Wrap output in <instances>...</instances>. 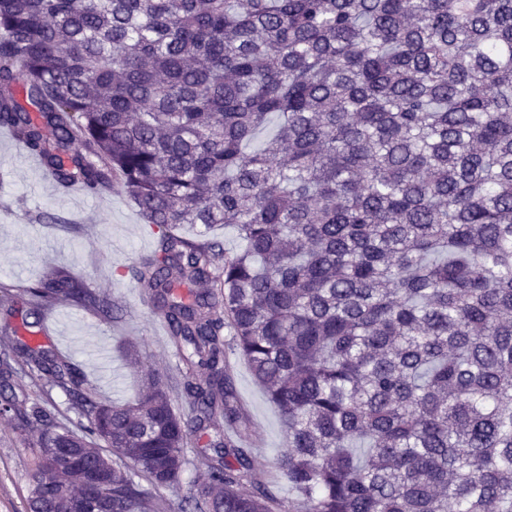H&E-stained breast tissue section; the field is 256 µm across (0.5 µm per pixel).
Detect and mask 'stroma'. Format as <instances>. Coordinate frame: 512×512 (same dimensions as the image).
<instances>
[{"label": "stroma", "instance_id": "35a3bbf8", "mask_svg": "<svg viewBox=\"0 0 512 512\" xmlns=\"http://www.w3.org/2000/svg\"><path fill=\"white\" fill-rule=\"evenodd\" d=\"M155 236L121 185L95 197L62 192L43 167L31 165L17 144L0 142V284L32 280L47 268L70 271L119 302L123 314L108 323L91 312L57 305L38 326L26 324L21 302L0 304V333L70 356L102 400L124 404L141 389V368L165 370L176 362L165 323L140 300L128 269L150 254ZM141 354L130 365L127 350ZM234 384L249 416L250 446L257 476L277 498V512H288L294 498L276 476L283 435L277 408L254 380L247 364L232 357ZM31 451L21 431L0 424V512H25L26 470Z\"/></svg>", "mask_w": 512, "mask_h": 512}]
</instances>
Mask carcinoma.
<instances>
[{"instance_id": "carcinoma-1", "label": "carcinoma", "mask_w": 512, "mask_h": 512, "mask_svg": "<svg viewBox=\"0 0 512 512\" xmlns=\"http://www.w3.org/2000/svg\"><path fill=\"white\" fill-rule=\"evenodd\" d=\"M0 126L61 186L121 176L157 229L128 273L178 359L110 404L0 339L26 512L89 496L66 448L112 472L111 512H168L189 448L213 455L187 512H274L232 355L280 414L292 512H512V0H0ZM0 297L120 313L59 268ZM47 400V406L50 410L59 414V417L63 419L72 429L77 430L78 419L77 415L73 410L70 409L69 397L66 396L60 390H52L45 395Z\"/></svg>"}]
</instances>
